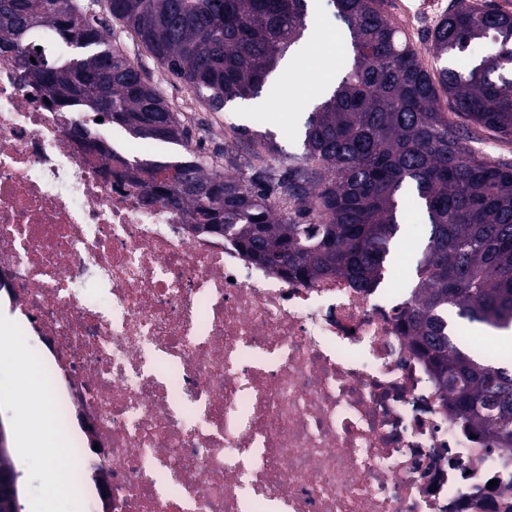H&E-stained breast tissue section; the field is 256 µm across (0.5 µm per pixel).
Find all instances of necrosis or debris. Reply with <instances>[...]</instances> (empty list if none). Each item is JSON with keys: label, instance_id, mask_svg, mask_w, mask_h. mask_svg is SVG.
<instances>
[{"label": "necrosis or debris", "instance_id": "1", "mask_svg": "<svg viewBox=\"0 0 512 512\" xmlns=\"http://www.w3.org/2000/svg\"><path fill=\"white\" fill-rule=\"evenodd\" d=\"M80 124L113 137L0 63V292L90 512H512V453L448 410L395 278H284L141 203Z\"/></svg>", "mask_w": 512, "mask_h": 512}]
</instances>
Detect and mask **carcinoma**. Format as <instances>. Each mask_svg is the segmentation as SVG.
<instances>
[{"mask_svg":"<svg viewBox=\"0 0 512 512\" xmlns=\"http://www.w3.org/2000/svg\"><path fill=\"white\" fill-rule=\"evenodd\" d=\"M350 64L303 125L304 159L282 166L273 140L248 176L228 177L196 155L123 159L142 200L188 209L194 227L228 238L258 264L296 279L344 275L374 287L414 199L427 241L403 324L448 394V409L512 450V367L465 346L450 318L512 327V163L465 142L462 117L512 139V13L459 0L431 32L430 71L382 0H330ZM113 19L209 109L260 95L306 28V0H107ZM55 35L49 47L31 37ZM495 51L465 67L476 43ZM66 111L80 106L132 138L186 145L159 89L77 0H0V61Z\"/></svg>","mask_w":512,"mask_h":512,"instance_id":"carcinoma-1","label":"carcinoma"}]
</instances>
